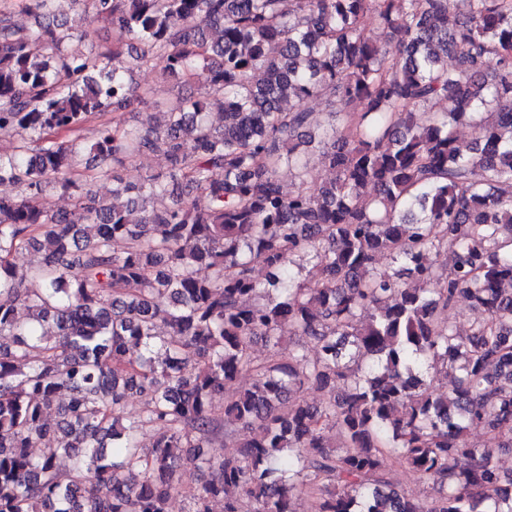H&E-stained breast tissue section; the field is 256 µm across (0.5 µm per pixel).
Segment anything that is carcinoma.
<instances>
[{
	"label": "carcinoma",
	"instance_id": "carcinoma-1",
	"mask_svg": "<svg viewBox=\"0 0 512 512\" xmlns=\"http://www.w3.org/2000/svg\"><path fill=\"white\" fill-rule=\"evenodd\" d=\"M33 2L35 29L0 4V512H169L180 492L188 512H512V0H75L92 14L73 20ZM149 61L207 91L105 121ZM321 95L338 122L316 130ZM150 154L168 171L110 204L78 182ZM314 157L335 177L286 193L279 169ZM49 188L71 209L44 210ZM459 297L464 334L437 316ZM309 386L319 403L291 398ZM228 426L237 453L206 454ZM396 464L434 495L399 493ZM363 25L366 34L378 45L383 46L390 51L391 54H395L397 51L396 43L388 41L385 32L378 23L376 14L370 11L366 14L363 20Z\"/></svg>",
	"mask_w": 512,
	"mask_h": 512
}]
</instances>
